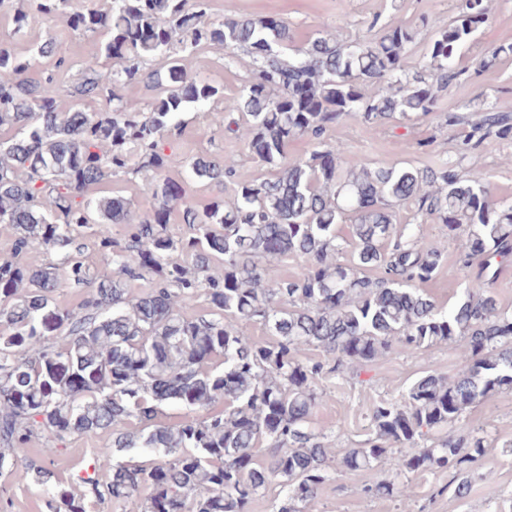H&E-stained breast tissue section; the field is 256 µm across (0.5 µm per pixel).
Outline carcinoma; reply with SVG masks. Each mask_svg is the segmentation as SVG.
Wrapping results in <instances>:
<instances>
[{"mask_svg": "<svg viewBox=\"0 0 512 512\" xmlns=\"http://www.w3.org/2000/svg\"><path fill=\"white\" fill-rule=\"evenodd\" d=\"M64 19L76 36L98 37V53L83 66L72 97L102 99L104 109L63 106L54 78L30 77L37 61L60 68L69 47L53 37L27 55L0 40V224L14 230V258L0 262V474L42 487L51 512H88L106 499L137 503L136 512H249L271 479L284 496L276 512H307L331 479L327 435L313 426L323 401L317 379L400 352L419 357L437 345L465 340L452 378L428 372L399 397L377 404L364 445L344 450L348 471L370 470L396 452V478L363 487L377 497L407 499L399 476L448 471L455 493L471 491L467 467L487 453V441L459 432L463 412L496 393L512 391V312L493 291L498 267L512 260V203L497 199L485 173L458 162L418 168L375 166L328 139L352 114L365 125L399 124L438 108L440 92L460 76L453 63L489 19L487 0H459L448 26L429 43L424 70L403 60L415 29L393 18L374 40L347 41L322 30L291 51L288 25L268 16L209 18V0H110L107 11H85L74 0H21L15 33L27 11ZM202 43L253 60L241 94L209 113L210 123L242 140L268 176L237 180V163L197 156L195 178L234 185V195L203 210L186 203V185L171 179L180 163L174 137L178 114L204 106L218 90L190 73L183 54ZM162 59V70L144 65ZM115 67L102 71L104 61ZM160 91L147 106L122 89L141 79ZM449 127L468 129L464 145L512 139V113L496 107L472 120L444 114ZM306 139L309 156L288 158V144ZM146 174L155 200L136 213L119 197L88 199L106 179ZM415 224H440L460 241L462 297L442 311L421 289L448 258L447 246L426 245ZM179 210L188 234L167 233ZM96 225L112 271L97 275L81 258L78 229ZM124 224V237L112 225ZM348 224L350 238L337 226ZM35 249L57 264L24 266ZM181 250L191 263L175 261ZM288 255L302 271L272 280L269 266ZM376 270L375 278L369 272ZM148 291L128 294L126 283ZM86 287L76 308H61L62 283ZM211 310L186 317L199 295ZM262 327L256 340L244 328ZM310 347L324 358L304 360ZM177 402L187 415L158 424L160 406ZM222 408H217V405ZM112 438L79 477L84 493L62 487L54 460L34 467L24 452L40 441L52 456L74 434ZM273 449L268 463L255 449ZM150 451L160 460L123 461ZM148 491L139 499L142 491Z\"/></svg>", "mask_w": 512, "mask_h": 512, "instance_id": "1", "label": "carcinoma"}]
</instances>
